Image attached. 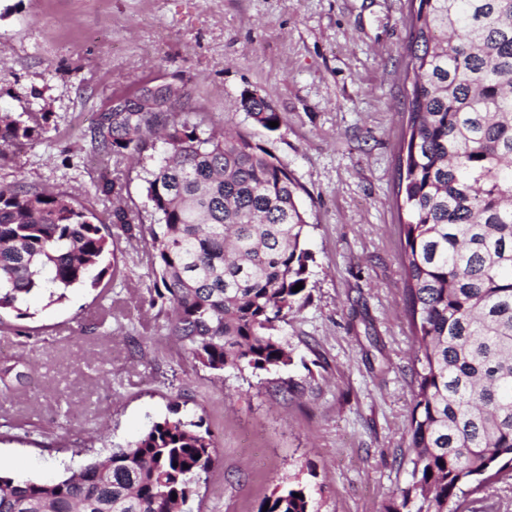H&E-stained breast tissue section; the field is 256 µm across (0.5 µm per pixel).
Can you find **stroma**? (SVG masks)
Instances as JSON below:
<instances>
[{
    "label": "stroma",
    "mask_w": 512,
    "mask_h": 512,
    "mask_svg": "<svg viewBox=\"0 0 512 512\" xmlns=\"http://www.w3.org/2000/svg\"><path fill=\"white\" fill-rule=\"evenodd\" d=\"M408 0H0V114L35 127L0 151V185L66 191L107 219L96 117L143 88L181 94L201 130L232 129L300 186L313 260L280 335L290 365L193 364L150 307L142 240H118L97 287L0 312V359L28 379L0 393V470L35 481L104 459L171 412L202 420L219 460L190 512H258L306 485L319 512H383L410 479L413 333L405 314L398 156L411 77ZM278 114L268 129L243 93ZM123 162L121 198L157 221Z\"/></svg>",
    "instance_id": "stroma-1"
}]
</instances>
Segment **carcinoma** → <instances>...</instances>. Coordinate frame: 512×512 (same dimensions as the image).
Returning a JSON list of instances; mask_svg holds the SVG:
<instances>
[{
	"label": "carcinoma",
	"mask_w": 512,
	"mask_h": 512,
	"mask_svg": "<svg viewBox=\"0 0 512 512\" xmlns=\"http://www.w3.org/2000/svg\"><path fill=\"white\" fill-rule=\"evenodd\" d=\"M407 69L410 136L399 191L406 313L416 378L408 423L411 481L384 512H459L512 469V0H416ZM256 121L277 120L242 96ZM35 129L0 116V147ZM166 145L144 178L159 224L150 306L170 308L168 335L199 365L268 370L291 361L278 336L301 299L312 253L299 186L274 157L231 129L205 133L174 103L145 94L101 115L116 160ZM65 193L0 186V309L25 296L96 287L117 240L142 238L141 214L112 208L116 233ZM201 423L155 422L103 461L52 482L0 474V512H183L215 462ZM258 512H316L301 484L276 488Z\"/></svg>",
	"instance_id": "cac0c4a2"
}]
</instances>
